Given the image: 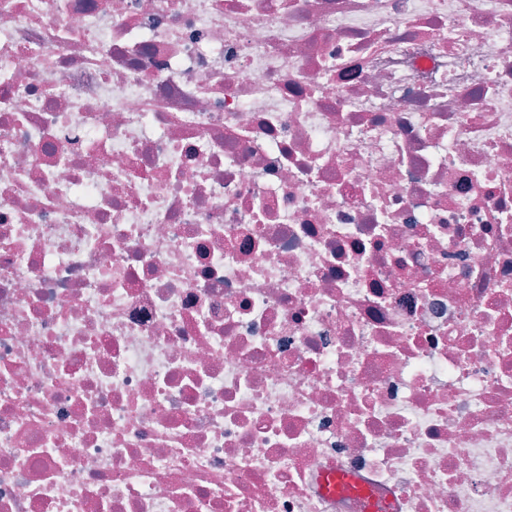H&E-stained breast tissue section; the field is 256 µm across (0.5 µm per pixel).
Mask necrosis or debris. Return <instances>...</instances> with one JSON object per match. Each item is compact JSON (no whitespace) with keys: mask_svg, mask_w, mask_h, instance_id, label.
<instances>
[{"mask_svg":"<svg viewBox=\"0 0 512 512\" xmlns=\"http://www.w3.org/2000/svg\"><path fill=\"white\" fill-rule=\"evenodd\" d=\"M365 491L512 512V0H0V512Z\"/></svg>","mask_w":512,"mask_h":512,"instance_id":"4bbe7bcc","label":"necrosis or debris"}]
</instances>
